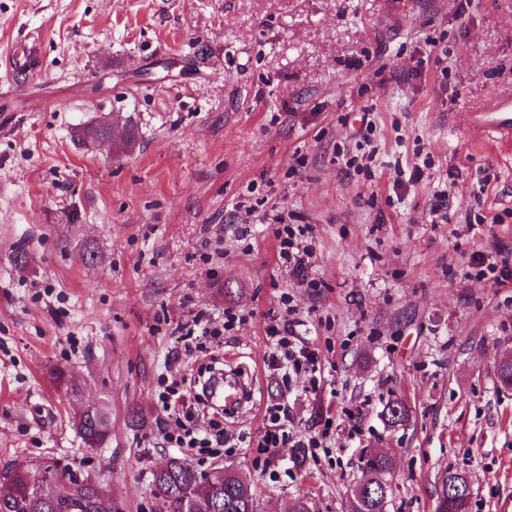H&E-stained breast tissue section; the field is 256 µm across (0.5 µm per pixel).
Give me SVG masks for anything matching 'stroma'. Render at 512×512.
<instances>
[{"label": "stroma", "mask_w": 512, "mask_h": 512, "mask_svg": "<svg viewBox=\"0 0 512 512\" xmlns=\"http://www.w3.org/2000/svg\"><path fill=\"white\" fill-rule=\"evenodd\" d=\"M29 31L37 69L0 71V468L156 512L150 473L182 455L162 381L232 365L253 400L220 455L186 458L233 468L259 512H352L372 452L387 512H436L450 470L468 512H512V281L489 269L512 260V153L464 122L512 96V0H0V54ZM114 114L129 145L80 141ZM278 212L312 228L303 272ZM287 294L315 389L267 366ZM228 307L245 320L223 345L172 365L180 325ZM92 403L96 449L72 424ZM277 403L325 453L259 448ZM307 228V226L297 225V233L294 227L283 224L281 228L275 230L279 241V257L288 264V267L292 266L294 272L303 271L312 256L311 249L301 238L305 236V232H308ZM110 424V413L104 406L97 407L93 415L75 417L76 430L90 448H98L105 442L110 433Z\"/></svg>", "instance_id": "1"}]
</instances>
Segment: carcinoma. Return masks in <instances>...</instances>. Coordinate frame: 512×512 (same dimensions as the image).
<instances>
[{"label":"carcinoma","instance_id":"cac0c4a2","mask_svg":"<svg viewBox=\"0 0 512 512\" xmlns=\"http://www.w3.org/2000/svg\"><path fill=\"white\" fill-rule=\"evenodd\" d=\"M75 426L90 448L100 447L110 433V413L100 406L93 414L75 417ZM391 458L373 453L363 466V482L354 493V512H386L385 476ZM8 485L0 494V512H56L52 498L60 489L53 475L39 477L26 469L0 472ZM198 473L187 461L172 457L165 468L151 472L156 512H258L251 484L230 472L214 477L203 489L197 487Z\"/></svg>","mask_w":512,"mask_h":512}]
</instances>
